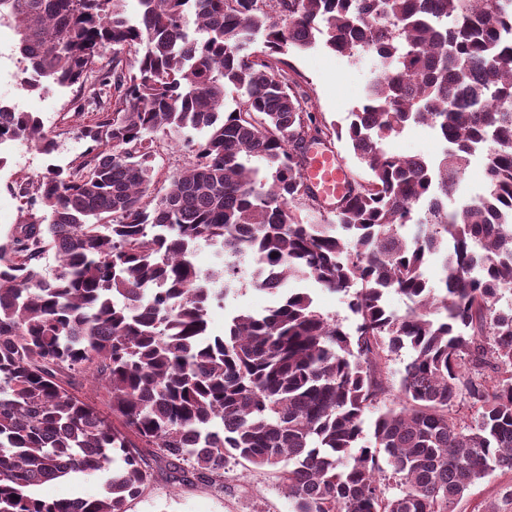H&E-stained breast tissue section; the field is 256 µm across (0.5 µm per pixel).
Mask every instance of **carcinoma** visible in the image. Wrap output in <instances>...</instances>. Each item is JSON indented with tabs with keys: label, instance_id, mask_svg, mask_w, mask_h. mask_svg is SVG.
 <instances>
[{
	"label": "carcinoma",
	"instance_id": "cac0c4a2",
	"mask_svg": "<svg viewBox=\"0 0 512 512\" xmlns=\"http://www.w3.org/2000/svg\"><path fill=\"white\" fill-rule=\"evenodd\" d=\"M125 2L0 0L17 88L88 83L97 109L78 164L16 183L26 217L0 241V512H126L151 479L136 448L175 479L270 468L293 512H455L512 471V0H138L134 21ZM319 41L379 60L344 128L311 112L284 59ZM411 124L449 148L387 154ZM321 136L370 171L331 217L303 178ZM162 137L194 152L164 193ZM18 140L56 149L0 102V146ZM482 145L487 195L458 203ZM203 243L220 264L206 273ZM246 276L277 303L208 335L209 307ZM304 278L343 295L354 330L288 287ZM85 375L111 416L70 391ZM97 472L103 497L36 493Z\"/></svg>",
	"mask_w": 512,
	"mask_h": 512
}]
</instances>
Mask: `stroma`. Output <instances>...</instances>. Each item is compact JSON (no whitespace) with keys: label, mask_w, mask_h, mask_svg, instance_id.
I'll return each instance as SVG.
<instances>
[{"label":"stroma","mask_w":512,"mask_h":512,"mask_svg":"<svg viewBox=\"0 0 512 512\" xmlns=\"http://www.w3.org/2000/svg\"><path fill=\"white\" fill-rule=\"evenodd\" d=\"M16 35L12 27L0 29V101L39 115L46 129L54 132L57 147L46 156L24 141L10 144L4 151L8 162L0 169V236H6L23 216V201L12 192L15 181L46 173L48 167L67 166L77 159L86 145L77 129L93 117L92 109L76 111L72 100L75 89L19 92L15 76L20 60L14 49ZM293 75L307 92L317 116L327 122L340 123L348 112L359 105L375 75V62L363 57L359 62L325 48L289 56ZM383 146L396 156L439 155L443 144L434 132L424 126H407L401 133L387 137ZM272 298L246 286L229 294L223 303L208 312L211 335H223L231 318L238 313H259L270 306ZM152 479L143 494L127 505V512H292L274 471L255 468L241 461L224 472L223 486L190 476L178 482L168 468L151 462ZM105 476L101 473L80 475L51 482L42 487L43 495L54 498L97 497L104 492ZM512 490V471H497L471 487L462 497L455 512H489L491 507L506 508L505 495Z\"/></svg>","instance_id":"obj_1"}]
</instances>
